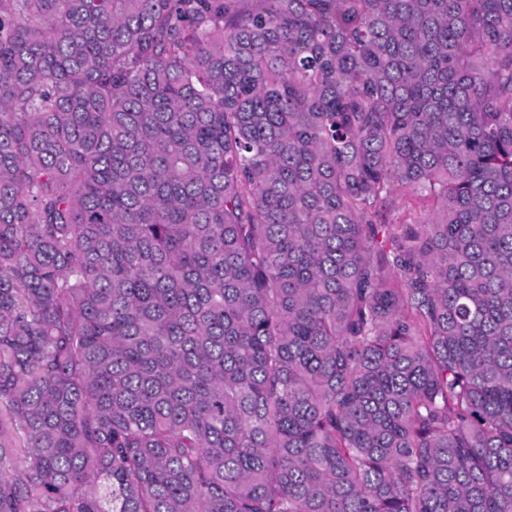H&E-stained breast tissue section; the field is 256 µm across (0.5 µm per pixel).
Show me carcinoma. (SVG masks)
Here are the masks:
<instances>
[{"label": "carcinoma", "instance_id": "obj_1", "mask_svg": "<svg viewBox=\"0 0 512 512\" xmlns=\"http://www.w3.org/2000/svg\"><path fill=\"white\" fill-rule=\"evenodd\" d=\"M0 512H512V0H0ZM431 211V203L423 198H413L401 200L396 199L394 210L390 216L391 224H400L410 214L423 213L429 214Z\"/></svg>", "mask_w": 512, "mask_h": 512}]
</instances>
